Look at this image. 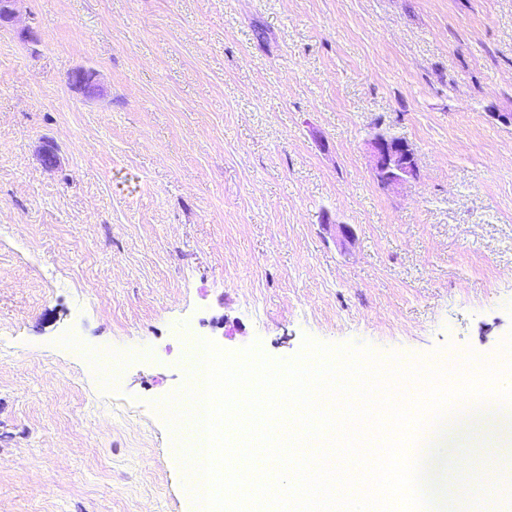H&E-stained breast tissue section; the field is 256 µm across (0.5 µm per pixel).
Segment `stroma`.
<instances>
[{
    "label": "stroma",
    "mask_w": 512,
    "mask_h": 512,
    "mask_svg": "<svg viewBox=\"0 0 512 512\" xmlns=\"http://www.w3.org/2000/svg\"><path fill=\"white\" fill-rule=\"evenodd\" d=\"M510 114L512 0H19L0 512H192L160 403L202 341L512 357ZM377 126L416 152L392 189ZM452 484L512 512V455Z\"/></svg>",
    "instance_id": "35a3bbf8"
}]
</instances>
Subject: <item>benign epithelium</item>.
<instances>
[{
  "label": "benign epithelium",
  "mask_w": 512,
  "mask_h": 512,
  "mask_svg": "<svg viewBox=\"0 0 512 512\" xmlns=\"http://www.w3.org/2000/svg\"><path fill=\"white\" fill-rule=\"evenodd\" d=\"M367 144L372 170L380 185L389 188L417 176L416 153L407 141L377 130Z\"/></svg>",
  "instance_id": "benign-epithelium-1"
}]
</instances>
